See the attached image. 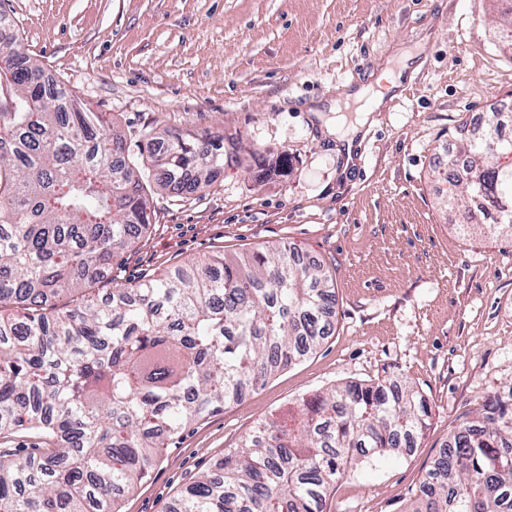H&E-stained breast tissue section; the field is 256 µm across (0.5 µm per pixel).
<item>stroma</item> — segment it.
Masks as SVG:
<instances>
[{
    "label": "stroma",
    "mask_w": 512,
    "mask_h": 512,
    "mask_svg": "<svg viewBox=\"0 0 512 512\" xmlns=\"http://www.w3.org/2000/svg\"><path fill=\"white\" fill-rule=\"evenodd\" d=\"M504 0H0L46 74L113 120L132 156L147 133L224 136V170L192 193H153L148 232L114 260L105 296L215 254L285 244L332 274L336 330L262 387L196 419L120 512H168L261 419L375 376L432 406L413 448L360 464L325 512H402L453 432L512 399V237L440 207L457 127L512 103ZM421 70L345 165L311 107L387 68ZM281 171L260 176L258 160Z\"/></svg>",
    "instance_id": "obj_1"
}]
</instances>
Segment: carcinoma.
<instances>
[{
  "instance_id": "carcinoma-1",
  "label": "carcinoma",
  "mask_w": 512,
  "mask_h": 512,
  "mask_svg": "<svg viewBox=\"0 0 512 512\" xmlns=\"http://www.w3.org/2000/svg\"><path fill=\"white\" fill-rule=\"evenodd\" d=\"M154 184L194 192L224 170V136L169 132ZM448 183L512 233V139L465 140ZM147 185L101 115L0 38V434L49 447L0 459V512H118L158 449L239 400L335 330L321 263L283 245L215 255L112 296L88 295L151 225ZM82 295L55 309L63 295ZM429 401L398 379L351 383L263 419L170 512H325L367 457L413 447ZM456 431L404 512H512V403Z\"/></svg>"
}]
</instances>
